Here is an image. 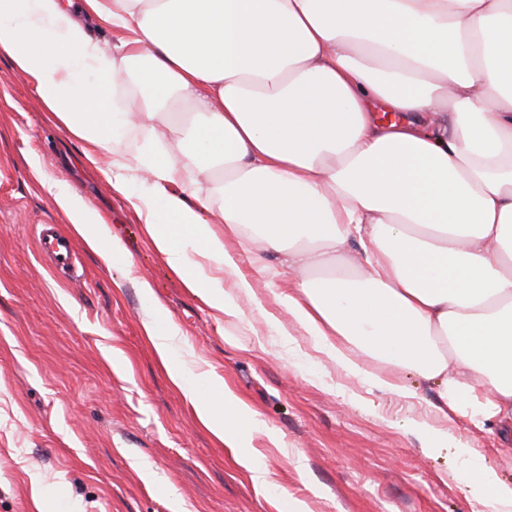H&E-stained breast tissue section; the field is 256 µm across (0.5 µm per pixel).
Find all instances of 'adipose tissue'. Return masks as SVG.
<instances>
[{
  "instance_id": "obj_1",
  "label": "adipose tissue",
  "mask_w": 512,
  "mask_h": 512,
  "mask_svg": "<svg viewBox=\"0 0 512 512\" xmlns=\"http://www.w3.org/2000/svg\"><path fill=\"white\" fill-rule=\"evenodd\" d=\"M0 52L108 151L110 183L148 174L134 210L207 306L239 317L253 293L239 254L276 255L295 273L288 316L325 359L404 399L416 390L362 359L410 369L435 414L494 426L512 451V0H0ZM178 102L188 117L165 121ZM118 122L136 149H113ZM55 199L91 247L109 244L66 186ZM192 248L234 291L200 277ZM200 383L195 413L250 447L256 413ZM458 454L483 512H512V482L471 444Z\"/></svg>"
}]
</instances>
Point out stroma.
I'll return each instance as SVG.
<instances>
[{
	"label": "stroma",
	"instance_id": "1",
	"mask_svg": "<svg viewBox=\"0 0 512 512\" xmlns=\"http://www.w3.org/2000/svg\"><path fill=\"white\" fill-rule=\"evenodd\" d=\"M86 143L40 104L33 83L0 53V512H475L474 470L454 448L476 441L500 476L499 438L459 424L427 452L407 434L429 418L435 390L401 400L326 362L303 332L284 342L264 315L285 319L288 278L255 271L254 300L226 319L203 304L157 251L132 207L140 178L115 189L85 158ZM67 185L107 224L115 253L74 236L73 272L39 254V225L73 226L52 185ZM164 312L185 381L163 368L146 327ZM226 384L258 414L250 465L197 417L199 375ZM281 439L273 445L267 431ZM270 482L254 486L251 467ZM42 494L33 498L32 483Z\"/></svg>",
	"mask_w": 512,
	"mask_h": 512
}]
</instances>
